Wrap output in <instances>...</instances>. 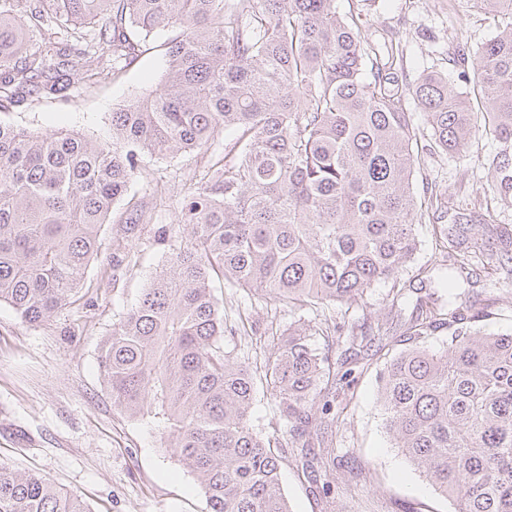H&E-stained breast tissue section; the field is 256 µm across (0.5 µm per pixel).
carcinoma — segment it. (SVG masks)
<instances>
[{
    "label": "carcinoma",
    "instance_id": "carcinoma-1",
    "mask_svg": "<svg viewBox=\"0 0 512 512\" xmlns=\"http://www.w3.org/2000/svg\"><path fill=\"white\" fill-rule=\"evenodd\" d=\"M111 24L84 37L105 16ZM79 30L57 40L52 23ZM43 31L37 51L27 32ZM178 33L167 46L164 83L112 112V144L68 132L35 135L0 121V303L40 323L82 288L100 232L145 154L206 147L223 130L224 159L199 174L181 201L186 246L168 256L138 302L113 328L99 367L113 406L150 419L172 456L196 476L208 512H291L282 461L322 479L329 496L335 427L347 405L352 357L373 341L386 350L378 406L393 447L453 512H512V330L480 322L459 285L512 276V225L493 224L492 203L512 204V23L480 50L473 70L485 111L473 112L448 77L411 87L431 148L467 152L490 131L485 205L448 213L433 230L447 273L416 300L397 336L380 315L351 324L331 313L359 306L390 282L385 308L407 302L401 275L425 216L413 180L420 137L403 111L399 78L362 39L335 0H0V104L67 100L74 77L106 80L141 52L137 33ZM136 265L117 245L113 270ZM313 314L281 329L271 317L262 359L240 360L214 279ZM446 290L448 298L439 295ZM274 405L275 428L258 434L257 395ZM0 512H87L33 473L0 464Z\"/></svg>",
    "mask_w": 512,
    "mask_h": 512
}]
</instances>
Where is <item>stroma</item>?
<instances>
[{
    "label": "stroma",
    "mask_w": 512,
    "mask_h": 512,
    "mask_svg": "<svg viewBox=\"0 0 512 512\" xmlns=\"http://www.w3.org/2000/svg\"><path fill=\"white\" fill-rule=\"evenodd\" d=\"M340 14L353 15L362 38L377 48L381 60H392L402 84H414L429 72L447 76L467 94L478 52L497 36L503 16L480 8L477 0H336ZM173 30L153 34L148 49L117 77L82 87L67 101L33 99L0 109V121L39 135L68 131L97 142L112 140V111L136 96H146L163 81L168 65L166 44ZM497 142L484 136L467 156L428 152L417 170L414 189L422 198L453 208L483 202L489 160ZM224 156V139L215 137L202 151L176 156H143L132 190L142 203L140 220L128 235L137 264L113 272L112 252L125 236L119 224L101 230L100 253L85 272V287L75 303L38 324L25 322L8 304H0V463L33 471L62 492L80 498L89 512H207L195 475L164 448L157 430L129 418L106 390L98 368L99 349L112 328L148 287L174 246L188 242L178 234L158 242L159 225L181 219L186 185L206 165ZM161 188L154 198L153 188ZM435 217L418 227L421 240L414 265L403 274L413 288H430L443 274L432 235ZM429 271L416 276L417 267ZM471 304L482 306L488 294L500 302L487 328H512V279L488 290L482 284L465 289ZM229 318L247 317L254 332L226 340L241 357H254L263 345L257 331L267 322L264 297L247 296L216 286ZM369 368L356 376L347 420L336 450L342 464L331 501L338 512H451L449 499L436 493L393 448L376 405V368L381 360L364 351ZM367 475H360V468ZM282 484L292 512H326L327 500L284 462Z\"/></svg>",
    "instance_id": "35a3bbf8"
}]
</instances>
